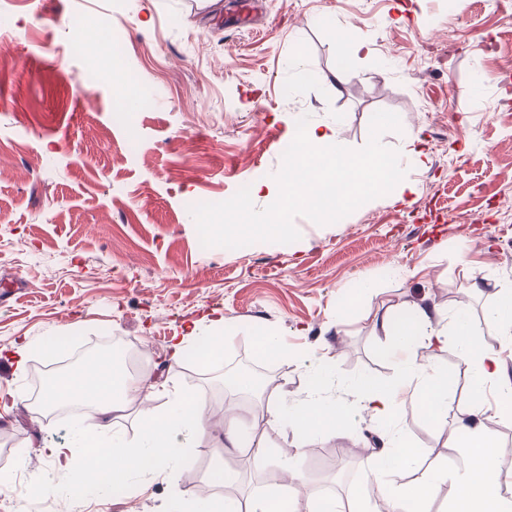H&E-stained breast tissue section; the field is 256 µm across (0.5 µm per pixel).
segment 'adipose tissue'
Returning a JSON list of instances; mask_svg holds the SVG:
<instances>
[{"instance_id":"ef3b65f1","label":"adipose tissue","mask_w":512,"mask_h":512,"mask_svg":"<svg viewBox=\"0 0 512 512\" xmlns=\"http://www.w3.org/2000/svg\"><path fill=\"white\" fill-rule=\"evenodd\" d=\"M294 148L280 176L264 185H256V193H267L280 210L303 205L316 214L328 217L342 212L366 198L382 184L394 178L398 170L396 158L380 150L353 156L337 146V130L329 125L297 128ZM409 321L399 324L393 312L375 316L374 326L390 338L395 349L405 355L400 378L390 384H368L360 391L363 409L370 411L389 436L383 448L367 462L373 481L369 489L353 492L355 501L385 500L390 512H430L436 487L454 480L457 493L451 512H512V497L503 495V486L512 485V474L502 473L498 466L501 444L496 434L484 424L487 408L486 390H494L498 418H512V378L503 372L500 351L490 350L476 341L479 334L466 306H459L441 325L438 312L427 304L408 309ZM223 321H213L210 332H194L174 337L169 346L172 361H180L186 353L195 354L205 364H213L223 354L221 332ZM455 342L461 362L467 371V386L473 397L467 419L449 423L448 375L435 367L432 352ZM338 359L321 356L309 366L310 389L307 398L287 404L283 399L267 401V423L288 426L302 441L318 437L347 439L351 436V413L337 400L322 396L336 373ZM168 398L170 407L158 412L154 402ZM92 399L99 419L98 429L82 430L76 440L77 457L64 456L56 463L53 487L75 498L84 494L89 480L105 489L129 483L137 473H159L180 469L191 449L210 440L211 419L200 400L189 393L166 397L163 388L129 375L112 361L97 365L75 366L57 380L50 393L55 406ZM412 399L427 422L436 428L451 427L448 440L464 449L469 464L457 475L439 468L418 474L420 453L394 431L400 420L401 404ZM137 403L142 439L138 442L113 438L103 443L100 431L119 417L125 404ZM224 450L247 455L254 468L262 469L271 462L264 444L255 443L252 428L243 426L233 411L224 414ZM290 476L288 484L278 492H262L246 499L219 496L200 512H349L351 504L333 495L302 497L299 487L303 478L298 464L292 460L280 463ZM417 472L411 483L394 489L377 481L383 471Z\"/></svg>"}]
</instances>
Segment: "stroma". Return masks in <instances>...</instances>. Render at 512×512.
Masks as SVG:
<instances>
[{"label":"stroma","instance_id":"stroma-1","mask_svg":"<svg viewBox=\"0 0 512 512\" xmlns=\"http://www.w3.org/2000/svg\"><path fill=\"white\" fill-rule=\"evenodd\" d=\"M102 34L123 28L118 50L136 85L82 86L84 57L69 20ZM349 40H339V32ZM0 503L7 512H63L67 495H28L21 450L54 480L56 455L75 448L88 417L61 429L36 409L35 375L68 345L109 341L154 350L159 383L229 404L217 367L172 364V336L223 319L224 359L280 369L278 396L309 390V355L345 343L329 397L352 412L351 439L310 440L300 492L321 494L342 464L361 469L381 447L354 390L402 368L375 312L416 301L453 310L460 294L483 324V345L512 349L485 321L494 285L512 284V14L496 0H0ZM342 80H335V72ZM133 116L140 139L126 159ZM327 123L351 154L379 147L401 161L411 203L390 185L335 222L291 208L290 231H250L224 242L225 210L267 215L253 194L288 156L295 126ZM420 131L428 161L409 153ZM214 224L201 230V212ZM372 291L336 324V311ZM285 356L256 354L259 330ZM27 345L23 372L9 355ZM401 434L424 452L423 470L459 473L466 457L448 434L401 408ZM218 449H194L183 469L138 478L133 489L86 491L90 512H169L181 488L210 478Z\"/></svg>","mask_w":512,"mask_h":512}]
</instances>
